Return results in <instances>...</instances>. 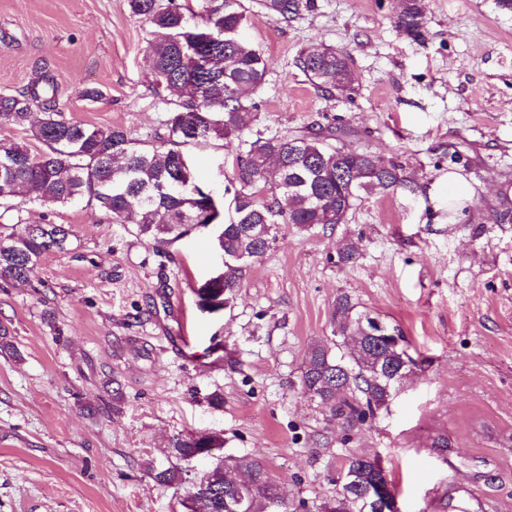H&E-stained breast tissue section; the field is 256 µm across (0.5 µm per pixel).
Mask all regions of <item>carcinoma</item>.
<instances>
[{"label":"carcinoma","mask_w":512,"mask_h":512,"mask_svg":"<svg viewBox=\"0 0 512 512\" xmlns=\"http://www.w3.org/2000/svg\"><path fill=\"white\" fill-rule=\"evenodd\" d=\"M206 23L221 37L207 41L185 8L173 0H129L131 11L152 26L147 55L157 87L176 98L166 120L167 137L158 145L131 138L121 127H97L64 116L49 91L35 88L17 95L0 94V123L13 125L41 145L37 152L14 140H0V218L20 211L27 201L65 206L86 202L112 224H132L139 237L168 244L189 236L203 224L223 231L219 247L224 275L208 279L198 290L199 306L222 310L250 266L276 241L277 227L293 224H341L361 194L395 190L406 185L400 164L385 163L368 151L346 147L347 131L312 128L300 134L258 137L233 166V215L195 184L182 147L210 136L239 138L257 120L253 96L266 75L263 54L242 35L246 16L240 0H205ZM272 17L286 20L299 13L302 0H263ZM398 29L413 40L423 37L426 18L422 0H400ZM299 67L313 85L325 92L353 90L355 76L348 57L334 49L303 52ZM42 113L31 122L33 110ZM269 226L267 238L253 227ZM71 231L47 221L28 224L21 216L0 222V282L24 283L41 258L65 252ZM346 296L331 313L333 336L340 341H316L300 376L304 394L334 418L360 422L388 406L394 382L387 371L401 366V351L374 340L357 356L344 341L359 322ZM200 442L177 437L167 448L177 460L194 453ZM235 467L251 472L250 487L239 488L224 473V458L194 484L196 512H257L280 488L265 466L248 457L234 458ZM345 484L318 512H377L368 494L372 479H388L377 455L351 454ZM153 480L167 484L182 479L177 466L144 463Z\"/></svg>","instance_id":"1"}]
</instances>
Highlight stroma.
<instances>
[{
    "mask_svg": "<svg viewBox=\"0 0 512 512\" xmlns=\"http://www.w3.org/2000/svg\"><path fill=\"white\" fill-rule=\"evenodd\" d=\"M310 3L284 22L242 0L267 64L258 119L186 147L198 184L223 191L256 136L331 125L400 163L407 186L363 196L341 224L281 226L215 313L196 291L223 269L217 228L158 247L81 202L24 204L27 222L73 238L29 282L0 284V331L20 351L0 354V512H189L191 480L156 483L142 463L167 465L173 438L199 434L261 461L296 512L335 495L353 453L381 457L402 512H512V223L494 220L512 195V9L423 0L414 40L396 0ZM151 38L128 0H0V93L50 82L68 118L155 141L173 104ZM314 47L349 54L353 91L308 80L297 58ZM451 173L467 189L454 210ZM343 295L400 328L416 361L363 423L299 387Z\"/></svg>",
    "mask_w": 512,
    "mask_h": 512,
    "instance_id": "35a3bbf8",
    "label": "stroma"
}]
</instances>
